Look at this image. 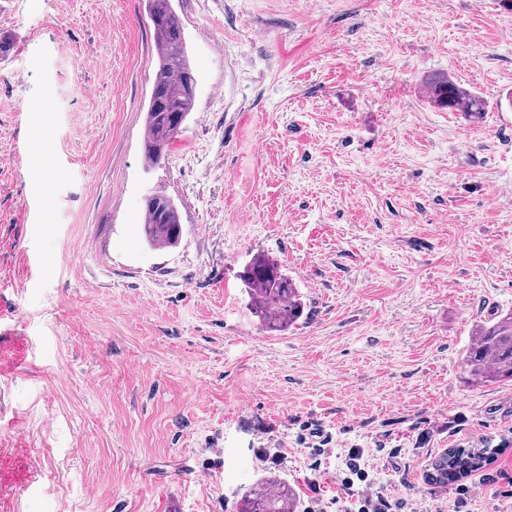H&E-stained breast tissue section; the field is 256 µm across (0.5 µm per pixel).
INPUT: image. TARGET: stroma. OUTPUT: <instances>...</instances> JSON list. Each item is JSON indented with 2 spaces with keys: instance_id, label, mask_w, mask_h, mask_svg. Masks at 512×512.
Instances as JSON below:
<instances>
[{
  "instance_id": "stroma-1",
  "label": "stroma",
  "mask_w": 512,
  "mask_h": 512,
  "mask_svg": "<svg viewBox=\"0 0 512 512\" xmlns=\"http://www.w3.org/2000/svg\"><path fill=\"white\" fill-rule=\"evenodd\" d=\"M171 4L195 104L150 166L148 0H0V512H238L270 474L349 512L352 448L404 512H512V382L462 364L512 308V0ZM258 257L305 295L288 330ZM485 445L468 499L426 480ZM429 99L438 109L462 112L465 117H474L484 110L483 100L472 91L464 89L448 78L430 82ZM159 200V207H146L141 217L144 240L152 247L170 248L178 244L182 236V224L173 200L162 191L152 194ZM146 222V223H145ZM241 279L250 295L252 313L265 328L285 330L302 316L303 295L277 263L257 258L246 267ZM361 457L362 453L360 452L359 448L350 449L345 463L347 473L342 472V474H344V476L341 477L340 480L342 487L345 490L346 494L351 497L356 495L353 493L354 491L352 490L355 483L353 476H355L359 482H366L368 478V475L365 474V472L360 467L359 460L361 459Z\"/></svg>"
}]
</instances>
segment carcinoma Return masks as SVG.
I'll use <instances>...</instances> for the list:
<instances>
[{
    "label": "carcinoma",
    "instance_id": "carcinoma-1",
    "mask_svg": "<svg viewBox=\"0 0 512 512\" xmlns=\"http://www.w3.org/2000/svg\"><path fill=\"white\" fill-rule=\"evenodd\" d=\"M150 20L155 38L157 68L147 109L144 157L154 165L165 155L194 108L195 76L185 55L183 29L170 0H150ZM429 99L439 109L474 117L483 112V100L475 93L442 78L428 84ZM153 196L160 206L145 208L144 240L152 247L170 248L182 236V224L173 200L162 191ZM241 279L251 300L252 313L270 330H285L303 314V295L293 278L280 266L257 258ZM472 381L480 384L512 380V310L479 325L476 339L463 356ZM489 459L486 448H450L432 465L434 483L449 485ZM297 495L287 482L266 477L242 501L239 512H297Z\"/></svg>",
    "mask_w": 512,
    "mask_h": 512
}]
</instances>
